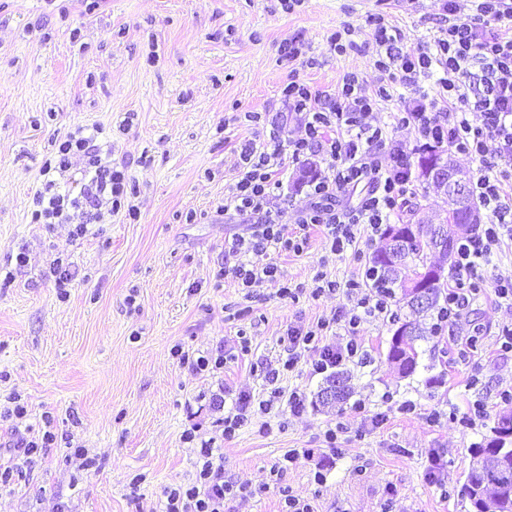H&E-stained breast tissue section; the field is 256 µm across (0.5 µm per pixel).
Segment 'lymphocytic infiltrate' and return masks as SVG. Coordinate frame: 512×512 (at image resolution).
<instances>
[{
    "label": "lymphocytic infiltrate",
    "instance_id": "lymphocytic-infiltrate-1",
    "mask_svg": "<svg viewBox=\"0 0 512 512\" xmlns=\"http://www.w3.org/2000/svg\"><path fill=\"white\" fill-rule=\"evenodd\" d=\"M442 9L452 15V23L415 52L404 51L402 29L389 24L384 12L367 15L365 43L379 73L375 84L348 72L331 90L295 76L282 86V109L299 115L302 131L290 139L269 126L268 143L245 142L243 166L224 203L225 211L252 228L224 252L235 258L231 272L243 286L275 280L277 267L268 263L248 269L241 256L271 246L301 254L307 233L321 226L332 239V252L339 253L355 243L359 225L377 232L389 223L406 204L412 181L411 151L392 136L396 128L413 130L419 148H444L479 162L472 192L488 212V225L457 245L441 324L453 326L482 293L480 268L504 240H512V38L501 37L496 29L512 22V0H444ZM432 72L439 75L433 93L420 92L407 101L393 113L391 127L375 123L377 106L391 100L394 86L417 88L420 77ZM315 158L329 159L328 172L310 181L309 204L296 215L295 229H288L281 213L271 209L270 192L280 185L276 174L284 160L308 164ZM41 173L44 180L32 198L33 223L70 224L74 236L82 237L89 225L105 223L112 215L138 216L136 185L125 169L113 165L112 143L100 127H79L60 138ZM363 286L356 278L326 284L328 291L340 290L355 300V308L339 314L351 334L362 319L387 311L384 295L363 293ZM332 328V321L324 319L305 332L289 330L282 368L267 371L265 381L275 383L280 371H293L302 361L312 373L323 374L355 357L356 342L321 345ZM200 458L195 482L185 491H170L166 512H224L223 454L207 440Z\"/></svg>",
    "mask_w": 512,
    "mask_h": 512
}]
</instances>
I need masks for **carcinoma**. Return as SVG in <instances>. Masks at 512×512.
<instances>
[{
    "label": "carcinoma",
    "instance_id": "obj_1",
    "mask_svg": "<svg viewBox=\"0 0 512 512\" xmlns=\"http://www.w3.org/2000/svg\"><path fill=\"white\" fill-rule=\"evenodd\" d=\"M478 212L473 202L461 206L448 199V241L442 249L421 222L412 218H399L397 224H387L382 236L387 246L374 255L372 265L366 270V277L372 287L388 292L398 298L413 313L426 315L438 310L442 295L445 263L452 257L460 240L455 229L477 223ZM438 255V260L412 267L409 261H421L426 252ZM418 277L429 283V302L417 307L411 299V283ZM401 296H396V292ZM425 338V328L417 320L402 323L395 331L388 351V361L399 372L412 375L417 368V341ZM495 447L476 444L470 449L472 465L461 486L460 495L469 501L472 512H512V407L496 415L492 428Z\"/></svg>",
    "mask_w": 512,
    "mask_h": 512
}]
</instances>
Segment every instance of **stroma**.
Segmentation results:
<instances>
[{
	"mask_svg": "<svg viewBox=\"0 0 512 512\" xmlns=\"http://www.w3.org/2000/svg\"><path fill=\"white\" fill-rule=\"evenodd\" d=\"M376 0H0V512H164L170 489L191 483L199 443L221 439L224 512H283L285 495L314 512H468L458 491L473 444L487 443L500 410L496 393L512 388V353L497 354L498 330L512 310L477 297L453 335L418 342V366L404 377L388 363L395 317L365 318L356 330L364 359L338 370L349 394L319 404L326 375L306 364L281 375L279 394L264 381L280 368L289 328L309 330L345 307L343 294H315L317 275L364 277L383 237L361 228L355 248L329 251L314 228L305 251L248 254L274 263L278 278L242 287L217 278L224 246L247 225L226 214L224 197L239 172L240 145L268 140L248 112L278 115L285 135L299 126L282 112L279 90L291 72L336 87L344 73L373 83L367 46L339 55L327 37L364 25ZM390 23L418 50L444 26L441 0H390ZM301 37L316 68L294 69L280 49ZM109 134L112 160L129 167L139 193L137 221L124 215L90 225L77 238L68 224L30 221L41 161L78 126ZM417 219L448 221L443 196L421 176L411 185ZM25 263H18V256ZM70 264L59 296L51 268ZM295 298L280 296L281 283ZM248 351H241V341ZM224 347V371L196 372L174 348ZM304 391L303 411L288 397ZM249 396L252 417L223 438L215 391ZM29 415L6 414L11 397ZM482 401L483 415L461 427L450 411ZM415 405L400 412L402 402ZM343 425L338 448L324 435ZM51 427L50 447L17 454L19 439ZM196 429V441L183 437ZM83 448L87 458L75 456ZM438 451L443 481L428 478Z\"/></svg>",
	"mask_w": 512,
	"mask_h": 512,
	"instance_id": "obj_1",
	"label": "stroma"
}]
</instances>
